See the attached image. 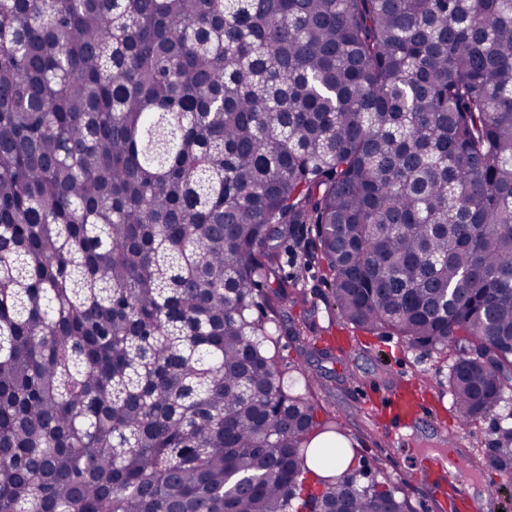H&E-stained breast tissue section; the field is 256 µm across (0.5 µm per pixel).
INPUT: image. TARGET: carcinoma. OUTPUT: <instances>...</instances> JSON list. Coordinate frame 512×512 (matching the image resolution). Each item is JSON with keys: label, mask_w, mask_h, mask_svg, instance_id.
<instances>
[{"label": "carcinoma", "mask_w": 512, "mask_h": 512, "mask_svg": "<svg viewBox=\"0 0 512 512\" xmlns=\"http://www.w3.org/2000/svg\"><path fill=\"white\" fill-rule=\"evenodd\" d=\"M304 224L343 322L500 405L512 0H0V512H413L309 465L265 348Z\"/></svg>", "instance_id": "cac0c4a2"}]
</instances>
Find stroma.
Masks as SVG:
<instances>
[{
  "label": "stroma",
  "instance_id": "1",
  "mask_svg": "<svg viewBox=\"0 0 512 512\" xmlns=\"http://www.w3.org/2000/svg\"><path fill=\"white\" fill-rule=\"evenodd\" d=\"M308 239V234H301L282 248V272L306 292L307 299L301 302L289 296L282 301V310L301 332L279 336L275 352L293 391L312 396L318 405L321 427L313 433L312 447L337 441L352 449L364 481L388 479L401 484L414 512H430L438 496L432 480H413L417 459H442L449 449L456 448L474 464V474L464 484V492L472 499H482L487 485L501 481L498 472L485 466L483 460L503 409L512 410V388L505 392L502 409L459 428L448 392L453 354L408 348L400 337L383 329L361 331L342 326L321 298L325 291L322 270L304 266L301 261ZM400 380L424 387L429 409L426 419L408 431L403 442L388 448L383 446V434L360 399L359 388L373 384L383 392Z\"/></svg>",
  "mask_w": 512,
  "mask_h": 512
}]
</instances>
